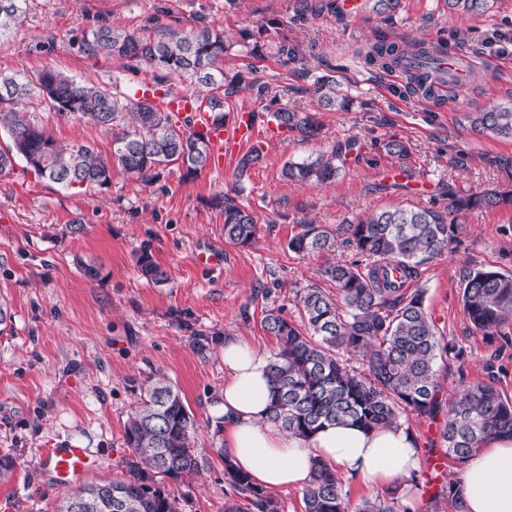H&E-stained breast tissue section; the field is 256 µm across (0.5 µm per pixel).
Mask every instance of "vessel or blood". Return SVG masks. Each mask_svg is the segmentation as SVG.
I'll return each mask as SVG.
<instances>
[{
  "instance_id": "b4317fda",
  "label": "vessel or blood",
  "mask_w": 512,
  "mask_h": 512,
  "mask_svg": "<svg viewBox=\"0 0 512 512\" xmlns=\"http://www.w3.org/2000/svg\"><path fill=\"white\" fill-rule=\"evenodd\" d=\"M135 91L137 96L150 99L174 115L191 114L193 129L208 141L212 162L217 168L223 167L225 153L253 143L259 137L275 138L279 135V128L274 120H267L265 127L261 128L250 112H235L224 120H216L201 105L196 94L189 91L168 96L156 89L153 83L146 81L136 84ZM41 463L63 486L79 483L95 465L88 449L72 446L46 449Z\"/></svg>"
}]
</instances>
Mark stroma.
<instances>
[{
	"label": "stroma",
	"instance_id": "stroma-1",
	"mask_svg": "<svg viewBox=\"0 0 512 512\" xmlns=\"http://www.w3.org/2000/svg\"><path fill=\"white\" fill-rule=\"evenodd\" d=\"M374 0H28L26 17L0 38V72L35 74L45 68L125 89L152 80L121 61L84 52L85 32L101 26L156 35L203 26L223 31L226 70L249 85L228 98L225 112L247 110L266 121L275 107L315 113L319 138L286 133L264 143L263 160L237 177L239 153L226 155L223 171L204 169L188 179L171 165L156 181L137 184L122 175L109 187L74 193L15 164L0 174V301L11 320L0 331V456L15 462L0 481V512H56L67 488L40 464L44 449L77 445L97 465L88 481L123 479L133 454L124 424L149 377L166 374L180 389L199 426L200 471L167 482L182 512H224L233 493L224 479V438L213 421L224 388L221 338L244 339L268 353L278 342L261 320L283 308L299 320L297 290L328 288L326 263L353 261L354 251L299 255L288 241L303 225L342 227L345 221L396 207L446 212L449 193L512 190V139L474 131L466 116L512 103V0H495L481 16L449 12L446 0H398L377 13ZM423 42L443 52L477 59L466 87L449 86L434 97L413 91L398 70L368 60L378 41ZM264 55L250 56L253 42ZM333 74L352 104L345 111L319 108L310 89L315 76ZM268 88L258 96L256 85ZM26 109L63 143L111 149V137L89 123L64 119L39 99ZM410 145L408 156L381 153L384 140ZM354 142L336 182H291L281 170L334 145ZM224 193L253 210L252 245L224 239V216L210 204ZM149 249L167 272L147 280L137 256ZM221 254V270L205 268L203 254ZM97 263L87 280L79 259ZM483 267L512 272V207L469 214L447 252L419 267L414 287L441 334L464 351L462 361L438 367L439 395L450 399L464 385L493 383L512 399V319L494 337L476 330L462 303L463 277ZM217 337L212 351L190 347L194 332ZM421 450L417 512H456L442 495L460 468L447 462L431 473L440 452L439 423L406 411L400 417Z\"/></svg>",
	"mask_w": 512,
	"mask_h": 512
}]
</instances>
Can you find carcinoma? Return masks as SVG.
Wrapping results in <instances>:
<instances>
[{"label": "carcinoma", "instance_id": "cac0c4a2", "mask_svg": "<svg viewBox=\"0 0 512 512\" xmlns=\"http://www.w3.org/2000/svg\"><path fill=\"white\" fill-rule=\"evenodd\" d=\"M493 0H448V9L460 15H483ZM27 0H0V35L20 25ZM93 55L115 56L125 68L146 67L157 83L187 78L205 88L201 104L224 119L225 99L239 92L244 78L224 71L227 46L224 31L209 27L184 33L168 29L156 36L101 27L83 37ZM431 66L432 50L419 43L412 48L380 43L369 60L385 70L408 60ZM319 106L344 110L349 99L336 90V78L320 76L313 82ZM36 95L49 110L64 119L86 120L111 135L112 148L103 153L92 144H63L25 110ZM278 124L305 138L319 135L312 112L280 107ZM470 125L483 133L512 138V105L470 112ZM10 144L0 148V173L23 160L27 167L63 190L104 188L116 170L135 183H151L170 164L185 168L192 178L211 160L206 138L192 130L189 116L177 122L172 114L146 98H137L88 82L77 81L45 68L37 76L0 73V132ZM350 143L287 161L282 176L288 181L330 184L341 172L340 161ZM212 204L224 213V240L246 246L255 239L257 218L249 209L222 194ZM512 205V190L449 194L448 210L395 208L348 223L347 243L360 256L350 263H330L321 275L336 288L331 295L309 285L297 291L301 323L280 308L266 311L264 330L275 336L278 351L268 365L272 393L268 420L305 442L330 425L349 421L365 429L397 423L410 410L436 419L443 411L438 397L437 363L460 361L464 351L438 331L426 306V293L407 283L418 277L424 261L449 249L460 215ZM334 231L309 224L294 235L288 248L297 254L330 251ZM138 263L144 276L156 283L168 280L166 271L144 249ZM462 301L470 323L487 336L512 317V273L470 269L463 279ZM214 338L197 332L192 349L201 355L212 350ZM345 352L361 358L358 370L339 357ZM512 437V400L487 382L463 386L449 402L440 439L445 455L464 464L481 443ZM124 442L135 456L128 477L103 480L65 497L83 501L82 512H180L164 480L178 481L199 471L194 414L180 391L163 374H156L124 426ZM224 476L233 494L246 502L224 504V512H283L281 503L256 487L250 476L224 460ZM304 512H348V494L335 469L321 460L312 464L303 493ZM398 489L382 498L365 500L355 512H401Z\"/></svg>", "mask_w": 512, "mask_h": 512}]
</instances>
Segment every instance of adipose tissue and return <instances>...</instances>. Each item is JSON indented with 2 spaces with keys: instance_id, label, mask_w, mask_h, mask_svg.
I'll return each mask as SVG.
<instances>
[{
  "instance_id": "1",
  "label": "adipose tissue",
  "mask_w": 512,
  "mask_h": 512,
  "mask_svg": "<svg viewBox=\"0 0 512 512\" xmlns=\"http://www.w3.org/2000/svg\"><path fill=\"white\" fill-rule=\"evenodd\" d=\"M224 388L218 397L220 432L234 466L264 489L302 488L314 460L369 487H394L420 466L418 441L405 427L370 432L337 424L311 441L267 419L269 356L245 340L223 346ZM460 512H512V438L485 441L462 467Z\"/></svg>"
}]
</instances>
